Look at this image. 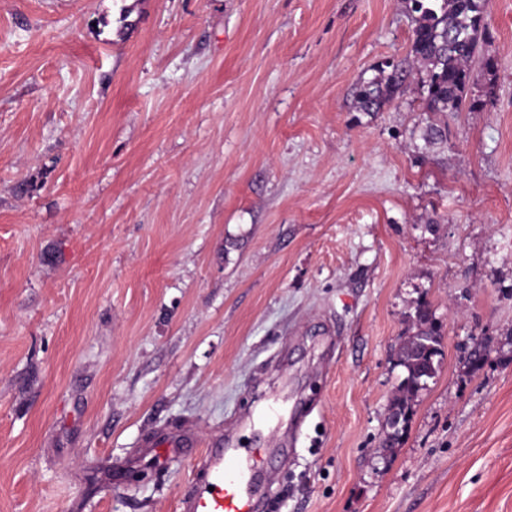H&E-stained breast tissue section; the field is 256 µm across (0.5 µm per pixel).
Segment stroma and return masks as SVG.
I'll list each match as a JSON object with an SVG mask.
<instances>
[{"label":"stroma","mask_w":512,"mask_h":512,"mask_svg":"<svg viewBox=\"0 0 512 512\" xmlns=\"http://www.w3.org/2000/svg\"><path fill=\"white\" fill-rule=\"evenodd\" d=\"M414 18L0 0V512H179L178 437L267 448L264 512H512V0L473 110L416 73L360 111ZM421 303L440 367L384 449Z\"/></svg>","instance_id":"1"}]
</instances>
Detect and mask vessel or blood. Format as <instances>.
Masks as SVG:
<instances>
[{
	"mask_svg": "<svg viewBox=\"0 0 512 512\" xmlns=\"http://www.w3.org/2000/svg\"><path fill=\"white\" fill-rule=\"evenodd\" d=\"M196 464L203 479L181 499V512H255L253 488L264 472V449L209 448Z\"/></svg>",
	"mask_w": 512,
	"mask_h": 512,
	"instance_id": "obj_1",
	"label": "vessel or blood"
}]
</instances>
